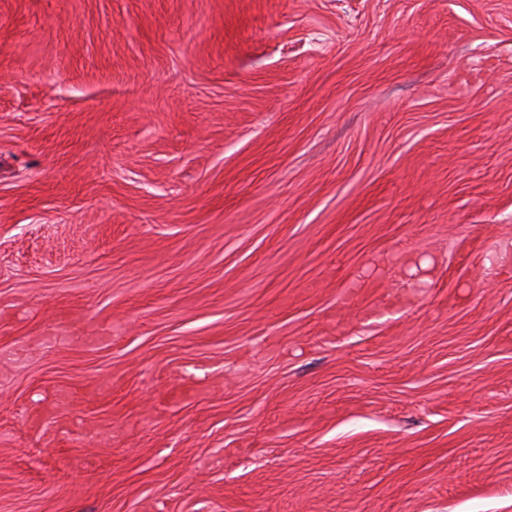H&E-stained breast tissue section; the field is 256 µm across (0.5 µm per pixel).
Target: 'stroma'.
I'll return each mask as SVG.
<instances>
[{
	"instance_id": "1",
	"label": "stroma",
	"mask_w": 512,
	"mask_h": 512,
	"mask_svg": "<svg viewBox=\"0 0 512 512\" xmlns=\"http://www.w3.org/2000/svg\"><path fill=\"white\" fill-rule=\"evenodd\" d=\"M0 512H512V0H0Z\"/></svg>"
}]
</instances>
